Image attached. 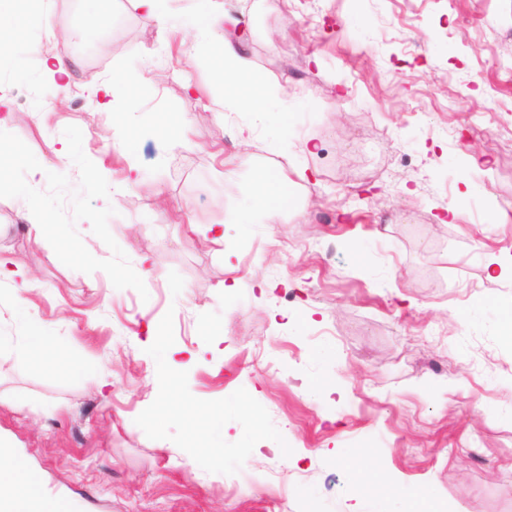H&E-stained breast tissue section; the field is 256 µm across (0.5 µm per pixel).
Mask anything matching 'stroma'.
<instances>
[{"label": "stroma", "instance_id": "35a3bbf8", "mask_svg": "<svg viewBox=\"0 0 512 512\" xmlns=\"http://www.w3.org/2000/svg\"><path fill=\"white\" fill-rule=\"evenodd\" d=\"M48 6L69 41L31 28L0 71L29 117L0 127V256L37 283H0V449L74 512H512V275L487 268L512 260V0H212L265 117L225 107L198 0L164 31ZM116 77L133 104L101 105Z\"/></svg>", "mask_w": 512, "mask_h": 512}]
</instances>
